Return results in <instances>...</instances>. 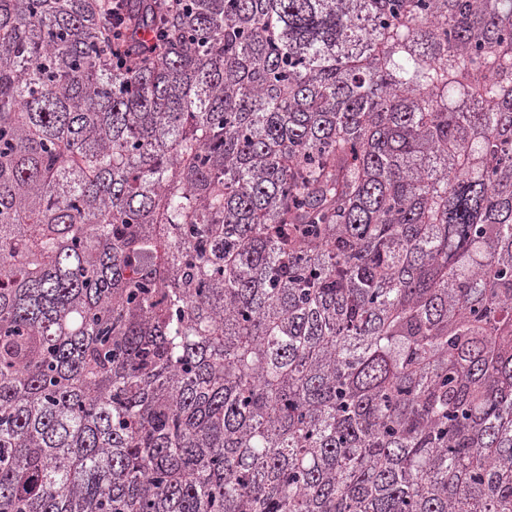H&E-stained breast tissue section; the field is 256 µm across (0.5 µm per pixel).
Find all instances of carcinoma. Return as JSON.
<instances>
[{
	"label": "carcinoma",
	"mask_w": 512,
	"mask_h": 512,
	"mask_svg": "<svg viewBox=\"0 0 512 512\" xmlns=\"http://www.w3.org/2000/svg\"><path fill=\"white\" fill-rule=\"evenodd\" d=\"M0 0V512H512V0ZM123 4L121 0L112 1V55L117 59V63L122 64L123 58L121 53L125 45L123 39Z\"/></svg>",
	"instance_id": "carcinoma-1"
}]
</instances>
